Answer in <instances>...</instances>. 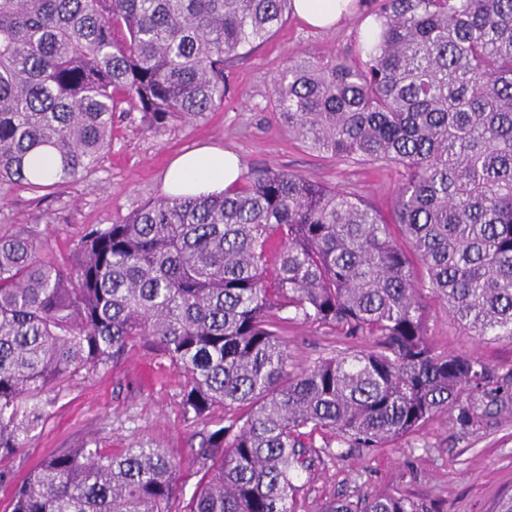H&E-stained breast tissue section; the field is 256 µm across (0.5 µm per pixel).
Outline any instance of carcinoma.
I'll return each instance as SVG.
<instances>
[{
	"mask_svg": "<svg viewBox=\"0 0 512 512\" xmlns=\"http://www.w3.org/2000/svg\"><path fill=\"white\" fill-rule=\"evenodd\" d=\"M358 53L306 52L279 73L290 135L340 159L388 162L391 221L353 193L257 170L219 194L150 199L88 225L62 261L37 224L0 225V457L23 447L50 393L143 350L182 368L184 418L224 413L195 450L186 512H295L298 472L328 431L381 448L442 411L474 424L512 378L437 348L430 302L481 340L512 341V0H370ZM291 0H0V192L96 170L112 118L150 130L224 102V64L267 42ZM50 152L51 178L33 158ZM369 336L286 371L282 323ZM180 461L87 440L46 458L12 512H171ZM322 512H435L363 493Z\"/></svg>",
	"mask_w": 512,
	"mask_h": 512,
	"instance_id": "1",
	"label": "carcinoma"
}]
</instances>
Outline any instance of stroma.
I'll return each mask as SVG.
<instances>
[{"instance_id": "obj_1", "label": "stroma", "mask_w": 512, "mask_h": 512, "mask_svg": "<svg viewBox=\"0 0 512 512\" xmlns=\"http://www.w3.org/2000/svg\"><path fill=\"white\" fill-rule=\"evenodd\" d=\"M369 12L361 6L335 29L323 31L289 15L276 34L224 70L223 105L190 124L173 123L159 132L145 129L136 112L115 118L112 144L91 175L65 184L47 198L12 192L0 203V222L39 224L47 239L45 256H66L87 224H110L144 201L163 196L170 163L204 145L236 153L243 174L266 168L291 171L354 193L389 213L399 183L394 166L339 160L309 150L292 138L270 106L274 81L287 61L305 52L351 55L362 38ZM430 334L452 354H474L512 373V341H486L462 329L442 305L432 304ZM288 369L296 373L330 355L336 339L307 324L289 325ZM186 375L167 358L134 351L92 379L76 378L46 408L44 420L23 448L0 458V512H11L16 489L48 456L84 439L107 452L136 444L166 449L180 461L179 494L172 512H185L202 476L192 449L213 420L185 422L181 392ZM334 458L295 480L297 512H321L326 502L355 499L361 492L403 494L443 512H493L512 495V412L491 411L464 429L454 415L440 414L420 430L387 448H351L334 443Z\"/></svg>"}]
</instances>
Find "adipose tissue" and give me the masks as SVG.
<instances>
[{
	"instance_id": "adipose-tissue-1",
	"label": "adipose tissue",
	"mask_w": 512,
	"mask_h": 512,
	"mask_svg": "<svg viewBox=\"0 0 512 512\" xmlns=\"http://www.w3.org/2000/svg\"><path fill=\"white\" fill-rule=\"evenodd\" d=\"M350 3L351 0H293V10L308 25L330 29L348 17ZM239 175L240 159L236 154L204 146L180 155L170 164L163 189L176 196L220 193Z\"/></svg>"
}]
</instances>
